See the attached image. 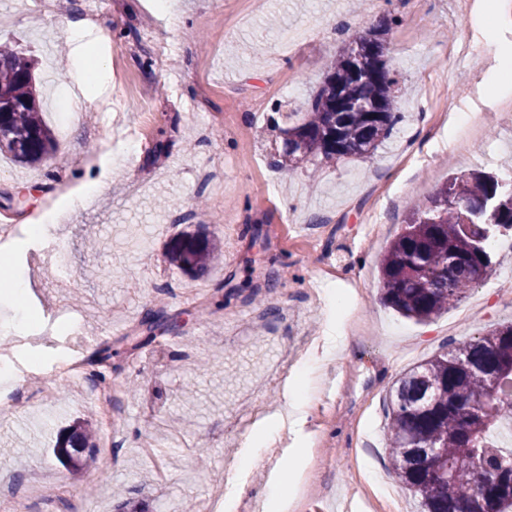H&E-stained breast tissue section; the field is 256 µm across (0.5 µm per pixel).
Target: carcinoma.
<instances>
[{
  "label": "carcinoma",
  "instance_id": "1",
  "mask_svg": "<svg viewBox=\"0 0 512 512\" xmlns=\"http://www.w3.org/2000/svg\"><path fill=\"white\" fill-rule=\"evenodd\" d=\"M325 79L303 112L276 111L269 125L283 134L277 166L296 168L370 158L401 118L398 79L385 41L376 31L356 48L328 58ZM53 150V137L37 100L30 57L0 43V154L38 163ZM512 233V181L483 170L448 178L414 209L381 260L384 301L403 316L430 321L462 298L492 264L490 240ZM218 245L204 235L170 240L168 259L185 272L208 265ZM178 321L159 307L137 330L176 332ZM112 346L97 350L102 365L94 382L106 381ZM512 389V322L474 341L433 356L411 369L391 394L387 446L403 487L420 498L423 512H512V459L492 446ZM96 429L79 422L59 432L54 454L79 471L96 462ZM438 454H428L430 450Z\"/></svg>",
  "mask_w": 512,
  "mask_h": 512
}]
</instances>
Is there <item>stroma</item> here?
Listing matches in <instances>:
<instances>
[{"label":"stroma","mask_w":512,"mask_h":512,"mask_svg":"<svg viewBox=\"0 0 512 512\" xmlns=\"http://www.w3.org/2000/svg\"><path fill=\"white\" fill-rule=\"evenodd\" d=\"M175 2L180 22L170 32L145 0H69L64 13L34 17L25 0H0V42L33 57L36 77L55 73L53 89L37 92L48 125L67 128L41 163L0 155V219L15 227L13 273L30 282L34 314L32 333L11 350L27 406L0 416V497L46 512L47 494L64 485L70 493L53 512H117L127 499L144 512H201L211 500L227 501L228 512H422L391 466L390 393L414 366L512 321V281L484 277L421 324L381 301L379 260L449 173L479 167L512 177V89L487 83L495 47L512 48V7L491 21L474 14V0ZM90 11L109 34L112 93L72 120L64 28ZM379 26L399 79L393 134L369 161L274 169L266 114L282 102L302 106L323 61ZM158 42L172 48L163 66L150 52ZM202 86L204 108L188 111ZM146 111V139L127 140ZM160 140L168 154L151 159ZM205 164L222 166L223 188L199 190L194 171ZM94 178L106 184L102 196L70 211L66 189ZM48 212L61 216L56 239L31 241L30 226ZM183 232L220 240L205 271L167 261V243ZM52 251L65 253L70 285L59 286ZM274 269L281 279L269 301L279 313L268 318L248 297ZM152 270L173 284L164 295ZM219 294L222 310L195 317ZM160 302L182 325L117 359L114 427L97 439L112 446L111 469L71 474L53 453L56 434L98 411L90 380L55 375L57 345L70 334L51 331L49 320L63 311L79 322L91 339L87 357ZM340 318L358 325L345 329L334 359L309 364ZM291 380L303 384L302 422L241 468L252 408L285 414ZM238 475L246 491L226 499ZM277 482L283 494L274 499Z\"/></svg>","instance_id":"obj_1"}]
</instances>
